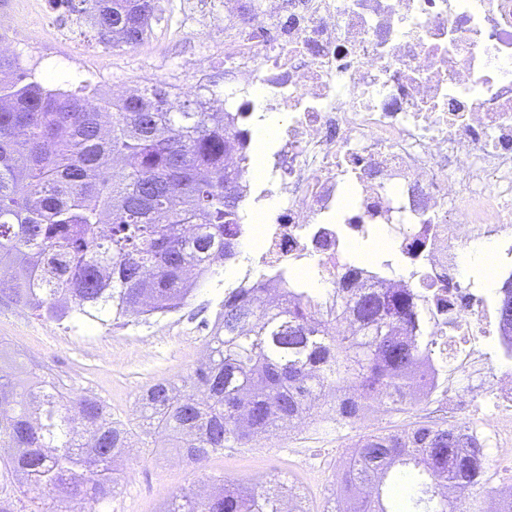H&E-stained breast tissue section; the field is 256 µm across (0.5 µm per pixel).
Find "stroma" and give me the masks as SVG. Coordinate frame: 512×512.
<instances>
[{"label":"stroma","mask_w":512,"mask_h":512,"mask_svg":"<svg viewBox=\"0 0 512 512\" xmlns=\"http://www.w3.org/2000/svg\"><path fill=\"white\" fill-rule=\"evenodd\" d=\"M187 0H168L165 18L150 38L133 51H104L86 26L52 10L49 0H0V14L14 15L15 29L0 33L23 66L49 87L88 80L108 90L112 83L136 84L154 70L156 58L169 65L194 56L210 62L211 81L224 80L222 51L198 31L182 28ZM244 258L225 264L216 276L200 279L181 309L125 325L46 320L33 313L17 316L15 306L0 307V345L25 356L51 349L48 366L75 393L95 395L111 408L114 419L136 424L130 403L155 380L188 376L197 366L196 351L214 324L225 289L235 287L246 271ZM413 414L391 413L385 421L362 419L336 427L314 418L290 440L276 437L250 448H228L205 468L179 461L174 449L156 448L133 455L122 483L101 512H161L168 495L233 474L250 482L283 476L301 486L311 512H318L337 458L359 435L390 431L412 422Z\"/></svg>","instance_id":"stroma-1"}]
</instances>
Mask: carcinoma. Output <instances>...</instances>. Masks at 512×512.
Masks as SVG:
<instances>
[{"label": "carcinoma", "instance_id": "cac0c4a2", "mask_svg": "<svg viewBox=\"0 0 512 512\" xmlns=\"http://www.w3.org/2000/svg\"><path fill=\"white\" fill-rule=\"evenodd\" d=\"M87 22L115 51L142 45L157 0H52ZM0 303H25L39 318L130 321L183 306L199 279L220 274L236 257L240 223L237 173L224 167L232 135L199 98L156 81L120 106L81 80L49 89L18 58L0 56ZM355 266L337 282L345 316L363 329L351 340L339 319L323 317L319 294L280 272L289 302L265 309L263 278L229 288L206 337L210 360L193 374L162 378L143 392L136 428L114 424L97 397L43 390V421L28 410L31 392L0 376V512L28 497L13 473L28 474L39 498H74L87 512L112 497L121 476L119 448L136 439L169 442L199 468L226 448H244L299 417L328 415L354 425L371 403L395 412L419 406L410 372L436 360L430 317L419 292L352 287ZM497 316L512 333V278L497 291ZM348 474L349 491L374 486L358 512H479L488 441L474 425L415 421L367 434ZM275 477L242 497L230 483L207 497L170 494L163 512H278Z\"/></svg>", "mask_w": 512, "mask_h": 512}]
</instances>
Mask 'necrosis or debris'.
Segmentation results:
<instances>
[{
	"label": "necrosis or debris",
	"mask_w": 512,
	"mask_h": 512,
	"mask_svg": "<svg viewBox=\"0 0 512 512\" xmlns=\"http://www.w3.org/2000/svg\"><path fill=\"white\" fill-rule=\"evenodd\" d=\"M183 26L214 30L224 48V96L240 145L229 162L254 184L248 121L255 108L287 115L265 155L262 224H240L257 267L315 268L335 285L346 244L385 234L408 275L360 285L416 284L444 351L473 376L478 336L501 333L485 299L460 282L463 245L512 239V0H241L200 9ZM487 438L512 459V372Z\"/></svg>",
	"instance_id": "4bbe7bcc"
}]
</instances>
